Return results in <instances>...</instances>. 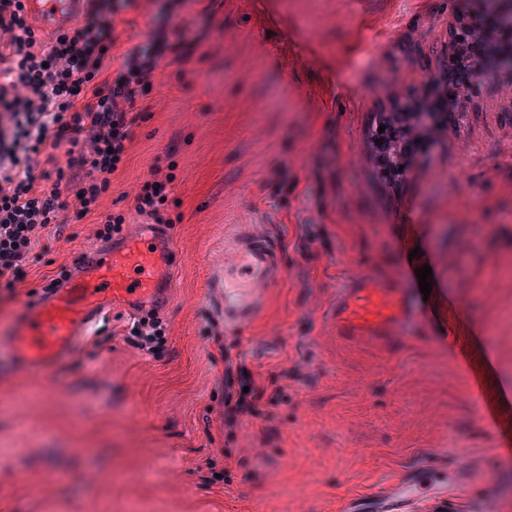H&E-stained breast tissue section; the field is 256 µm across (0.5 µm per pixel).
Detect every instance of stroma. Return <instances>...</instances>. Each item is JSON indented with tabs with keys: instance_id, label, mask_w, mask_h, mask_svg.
<instances>
[{
	"instance_id": "obj_1",
	"label": "stroma",
	"mask_w": 512,
	"mask_h": 512,
	"mask_svg": "<svg viewBox=\"0 0 512 512\" xmlns=\"http://www.w3.org/2000/svg\"><path fill=\"white\" fill-rule=\"evenodd\" d=\"M156 27L186 24L182 57H166L124 168L112 211L156 166L175 175L169 215L180 267L163 318L161 357L125 339L115 311L64 369L20 372L2 344L27 293L94 239L97 217L62 219L41 238L14 294L0 295V512H326L336 497L374 490L437 451L469 449L512 512V158H498L490 115L473 123L483 153L467 173L480 223L430 165L386 200L368 178L362 129L369 89L391 78L394 31H434L442 0H204L152 7ZM279 54H272V46ZM436 255L434 304L448 306L455 342L432 327L377 345L333 341L327 312L362 270L393 283L403 263L398 218ZM258 224L279 243L285 279L243 337L224 333L219 299L203 295L220 268L224 233ZM465 357L463 375L452 359ZM267 390L284 388L267 442L224 438L225 358ZM486 388L492 428L469 393ZM229 456H222L221 448ZM223 472L214 480L213 472Z\"/></svg>"
}]
</instances>
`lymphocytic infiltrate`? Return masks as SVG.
I'll return each mask as SVG.
<instances>
[{"instance_id": "lymphocytic-infiltrate-1", "label": "lymphocytic infiltrate", "mask_w": 512, "mask_h": 512, "mask_svg": "<svg viewBox=\"0 0 512 512\" xmlns=\"http://www.w3.org/2000/svg\"><path fill=\"white\" fill-rule=\"evenodd\" d=\"M153 2L90 0L81 22L46 41L22 0H0V288L12 291L23 282L39 231L65 213L80 221L100 212L111 192L140 119L138 103L151 92L164 56L180 54L177 27L147 45L123 48L119 12H145ZM172 182L171 174L151 169L127 212L103 214L97 238L121 234L131 212L167 223ZM278 402L252 377L226 370V440L247 416L268 434Z\"/></svg>"}]
</instances>
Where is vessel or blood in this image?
<instances>
[{"mask_svg": "<svg viewBox=\"0 0 512 512\" xmlns=\"http://www.w3.org/2000/svg\"><path fill=\"white\" fill-rule=\"evenodd\" d=\"M29 18L53 32L69 29L88 0H23ZM180 257L166 224H138L109 242L78 255L25 300L5 342L19 370L34 374L71 363L79 345L114 309L136 318L167 308L174 297ZM426 253L403 261L397 287L365 272L339 291L329 310V325L345 343L385 342L411 325L428 321L446 327L445 310L409 288L417 269L433 264ZM283 276L279 248L269 236L238 224L224 235V308L226 332L243 335L264 308L268 291ZM490 485L479 481L466 449L454 461L435 456L398 472L384 487L344 496L331 512H419L439 504L442 512H488Z\"/></svg>", "mask_w": 512, "mask_h": 512, "instance_id": "obj_1", "label": "vessel or blood"}]
</instances>
